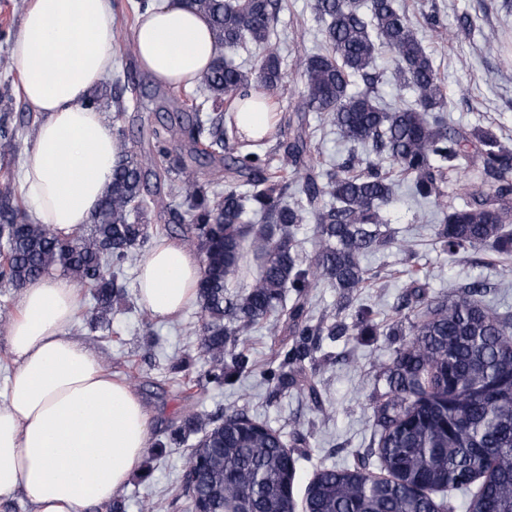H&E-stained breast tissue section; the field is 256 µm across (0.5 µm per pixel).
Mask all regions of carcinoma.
Returning <instances> with one entry per match:
<instances>
[{"instance_id": "obj_1", "label": "carcinoma", "mask_w": 512, "mask_h": 512, "mask_svg": "<svg viewBox=\"0 0 512 512\" xmlns=\"http://www.w3.org/2000/svg\"><path fill=\"white\" fill-rule=\"evenodd\" d=\"M211 21L217 57L195 82L218 114L202 119L186 112L152 132L162 164L144 169L120 141L112 183L78 235L77 244L25 217L11 182L0 187V281L13 288L58 271L87 284L95 306L91 321H109L122 296L118 273L149 236L146 213L158 200L145 199L150 179L169 186V220L190 231L187 245L201 255L199 302L205 323L200 338L208 382L236 380L248 367V350H226L268 320L271 330L286 322L296 336L291 351L275 353L269 371L281 385L298 386L319 402L305 374L307 337L322 332L309 325L304 307H287L288 289L305 294L321 280L348 295L369 279L362 257L391 241L382 207L393 199L391 172L381 163L350 154L318 171L303 116L282 153L238 152L225 165L224 191L199 181L186 163L167 166L168 138L186 141L190 157L224 159V145L238 139L224 127V104L267 95L282 86L280 59L268 54L243 70L226 52L243 44L263 47L274 34L281 0H191ZM324 25L326 49L304 53L296 66L304 77L297 111L316 112L350 143L364 144L411 179L413 195L433 207L421 219L435 224L442 250H488L512 256V146L489 129L448 128V97L417 29L394 0H312ZM388 52L393 77L412 93L410 104L382 107L372 72ZM362 86L352 89L353 79ZM18 128L0 114V156L17 152ZM454 174L468 176L462 201L448 200ZM314 220V256L300 257L297 226ZM259 263L252 283L229 293ZM483 285H469L456 299L428 300L410 322V339L385 367L388 391L376 402L374 439L384 476L360 469L327 468L305 490V512H450L448 490L468 494L466 512H512V315L475 299ZM201 430L190 417L171 431L170 444L186 430ZM186 469L196 473L189 508L225 512L236 503L246 512H295L288 486L287 448L279 432L243 413L224 416L190 449Z\"/></svg>"}]
</instances>
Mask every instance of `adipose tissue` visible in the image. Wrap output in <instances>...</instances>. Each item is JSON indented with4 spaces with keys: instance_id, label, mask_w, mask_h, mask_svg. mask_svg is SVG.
I'll use <instances>...</instances> for the list:
<instances>
[{
    "instance_id": "adipose-tissue-1",
    "label": "adipose tissue",
    "mask_w": 512,
    "mask_h": 512,
    "mask_svg": "<svg viewBox=\"0 0 512 512\" xmlns=\"http://www.w3.org/2000/svg\"><path fill=\"white\" fill-rule=\"evenodd\" d=\"M132 42L141 70L188 88L217 54L207 16L189 0H152ZM119 42L113 0H28L11 44L24 101L39 117L23 187L33 216L62 238L88 224L112 180L119 141L86 97L111 72ZM201 262L163 238L139 263V296L156 320L196 298ZM79 291L50 274L21 290L7 327L15 368L0 399V498L20 492L34 512L109 504L148 447V412L127 383L71 334Z\"/></svg>"
}]
</instances>
